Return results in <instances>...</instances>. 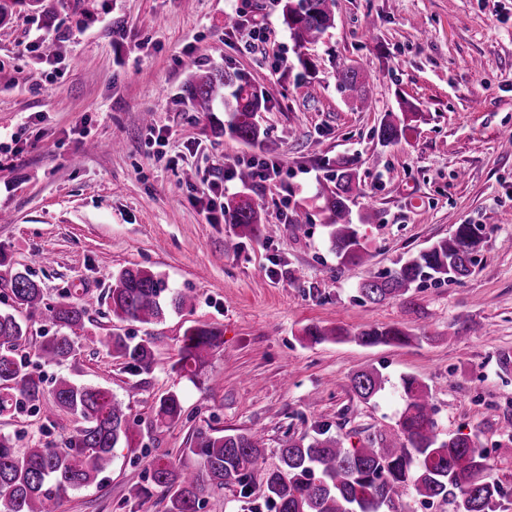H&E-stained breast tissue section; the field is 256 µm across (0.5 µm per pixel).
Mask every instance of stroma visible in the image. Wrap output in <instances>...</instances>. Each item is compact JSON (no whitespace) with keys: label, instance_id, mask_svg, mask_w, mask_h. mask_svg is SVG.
I'll use <instances>...</instances> for the list:
<instances>
[{"label":"stroma","instance_id":"stroma-1","mask_svg":"<svg viewBox=\"0 0 512 512\" xmlns=\"http://www.w3.org/2000/svg\"><path fill=\"white\" fill-rule=\"evenodd\" d=\"M230 15L237 27L226 26ZM257 30L267 44L246 51ZM351 65L364 74L370 108L337 88ZM214 67L265 92V143L217 134L223 102L199 112L185 99L191 75ZM405 101L416 121L401 142L381 145L379 125ZM511 135L512 0H336L334 28L302 49L280 0H47L40 14L18 9L0 29V311L27 324L22 353L33 360L53 329L44 315L15 308L10 274L31 267L50 304L65 290L92 300L75 355L41 365L44 387L64 375L108 388L141 420L101 481L69 491L59 512H166L159 490L133 488L146 485L148 454L196 463L200 431L264 433L270 462L286 437L321 429L356 446L395 426L407 376L426 385L442 437L476 436L506 491L494 512H512V366L501 364L512 355ZM342 155L358 165L353 216L374 214L359 226L368 259L356 266L332 250L317 196ZM267 156L281 163L272 180L246 190L225 181L226 170ZM243 191L276 234L245 238L211 218ZM285 207L305 209L308 224L284 223ZM466 223L482 225L486 238L463 283L429 281L379 304L361 298L362 282ZM132 264L194 295V308L150 325L112 318V277ZM312 324L343 335L312 342L303 334ZM194 325L223 330L224 347L191 378L172 366ZM388 325L413 341L353 339ZM113 332L151 339L152 369L109 356L99 340ZM372 367L386 383L366 401L351 379ZM170 391L183 419L160 427L151 409ZM80 424L67 410L48 420L30 408L0 415V434L42 447ZM263 502L257 471L248 492L213 491L201 512Z\"/></svg>","mask_w":512,"mask_h":512}]
</instances>
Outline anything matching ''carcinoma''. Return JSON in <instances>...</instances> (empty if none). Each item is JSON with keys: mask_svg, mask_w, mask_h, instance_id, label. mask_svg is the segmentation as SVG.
<instances>
[{"mask_svg": "<svg viewBox=\"0 0 512 512\" xmlns=\"http://www.w3.org/2000/svg\"><path fill=\"white\" fill-rule=\"evenodd\" d=\"M45 0H0V26L19 7L33 12L44 9ZM336 0H284L282 15L295 44L303 48L319 41L335 24ZM231 87L224 102V132L248 144L260 143L266 132L257 115L267 110L266 94L240 74L221 69L194 76L185 93L195 109L213 110L220 90ZM342 94L369 105L366 81L355 67L338 74ZM402 117L389 112L377 136L384 144H396L411 129L415 107L405 101ZM330 184L319 190L324 210L329 213V240L341 263L358 265L366 259L358 225L352 222L350 203L359 191L357 161L348 156L336 159ZM224 223L234 224L243 236H257L262 224L259 205L244 194L224 203ZM483 241L476 224H457L453 234L408 260L399 269L362 283L361 297L378 303L402 296L413 285L425 281L460 282L471 274L472 256ZM13 302L31 311L45 310L55 332L41 345L39 358L60 364L73 357V337L81 335L89 320L84 302L67 291L53 304L44 303V292L35 274L26 267L10 275ZM112 317L149 325L164 318L169 309L181 312L193 306V297L169 290L158 273L137 265L121 268L112 278L107 296ZM28 326L10 312H0V414L20 413L40 401L43 378L28 368L17 350L27 340ZM223 333L209 326H190L179 348L174 369L198 375L208 357L222 344ZM363 346L407 345L412 334L398 326L363 330L354 336ZM106 352L141 371L150 370L154 352L148 339L133 341L112 335L103 340ZM385 380L371 368L356 373L352 387L369 400L384 389ZM405 407L391 431L365 436L358 448H345L332 436L289 437L278 448V464L263 471L265 502L272 512H408L402 495L413 489L425 503L443 501L452 512H492L503 496V487L487 474V456L476 442L464 435L443 439L433 418L426 386L415 377L402 380ZM54 408L80 415L84 424L64 445L26 448L14 446L0 435V512H45L57 506L73 488L94 482L108 467L112 451L130 440L137 421L129 407L107 389L78 386L60 376L53 386ZM182 405L175 392L162 396L155 405L156 421L174 425L181 420ZM197 464H175L168 455H156L149 464L150 483L162 489L167 512H200L205 497L214 489L238 484L248 487L252 473L266 455L264 436L256 432L212 435L199 431L195 437Z\"/></svg>", "mask_w": 512, "mask_h": 512, "instance_id": "obj_1", "label": "carcinoma"}]
</instances>
